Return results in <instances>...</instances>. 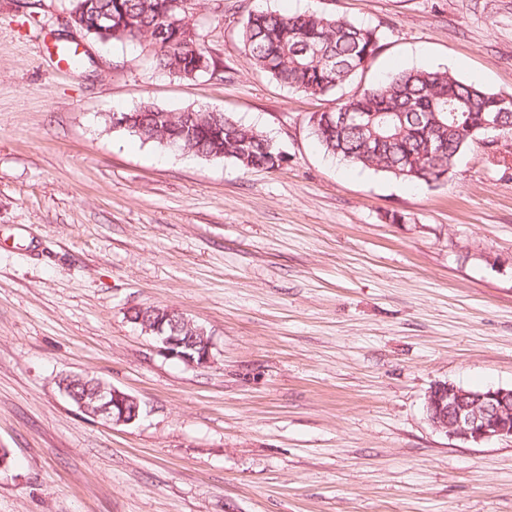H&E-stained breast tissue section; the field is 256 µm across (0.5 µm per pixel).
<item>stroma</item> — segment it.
I'll return each mask as SVG.
<instances>
[{"instance_id":"35a3bbf8","label":"stroma","mask_w":512,"mask_h":512,"mask_svg":"<svg viewBox=\"0 0 512 512\" xmlns=\"http://www.w3.org/2000/svg\"><path fill=\"white\" fill-rule=\"evenodd\" d=\"M234 0H198L216 70L175 79L84 38L68 0H0V512H512V442L434 429L435 384L512 388V169L465 150L426 185L324 152L307 96L252 69ZM379 26L346 94L429 66L512 93V0H249ZM219 110L287 162L245 169L140 141L110 117ZM168 307L212 359L132 322ZM92 375L132 424L58 388ZM170 314H176L177 321L172 319L169 330V321L167 320L168 308L159 306L146 307L142 322H145L146 315L148 322H145L143 331L150 334L152 331L157 333V336L153 337L161 344V351L171 359H180L189 365H205L209 363L211 359L212 343L206 331L202 327L197 328L198 325L196 324L193 325V327H186L184 324L186 330L183 332L182 336H180L178 327L183 323L185 316L178 311L175 312L172 310H170ZM149 323L150 326L156 324H163L164 326L158 325L148 328ZM195 333L199 334V336H194ZM185 350H190L192 353L184 352ZM95 400L101 403L99 407L93 408L80 401L79 408L112 424H131L139 418L138 399L113 386L100 383L96 388Z\"/></svg>"}]
</instances>
